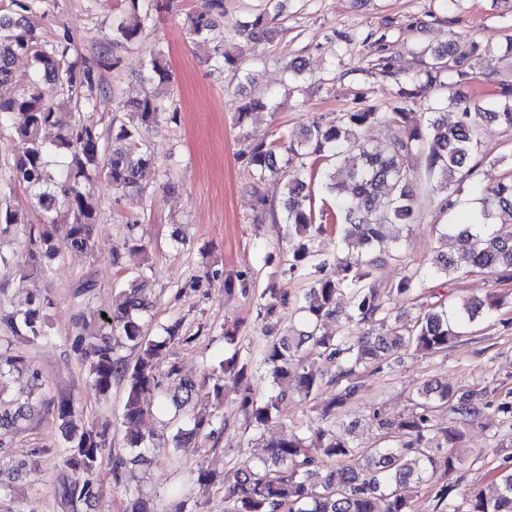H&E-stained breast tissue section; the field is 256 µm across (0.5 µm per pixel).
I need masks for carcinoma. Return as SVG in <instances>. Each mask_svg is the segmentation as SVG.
<instances>
[{"instance_id":"cac0c4a2","label":"carcinoma","mask_w":512,"mask_h":512,"mask_svg":"<svg viewBox=\"0 0 512 512\" xmlns=\"http://www.w3.org/2000/svg\"><path fill=\"white\" fill-rule=\"evenodd\" d=\"M17 17L0 16V84L13 82L19 86L16 96L0 101V123L7 125L11 135L22 144L11 165L13 180L32 190L44 213L39 236L31 239L20 271L30 274L45 271L47 263L60 255L50 228L60 214L70 221L66 247L84 251L92 246L98 202L90 183L95 178L107 179L112 187L122 191H140L138 172L151 163L148 153L133 157L125 153L121 142L141 137L162 116L174 121L177 113L165 111L155 98L145 97L127 104L132 113L130 124L119 128L112 149H103L98 130L87 124L62 125L60 96H71L78 88L92 85L90 70L77 76V64L65 60L61 52L57 61L38 49L35 30L26 21L27 0H11ZM205 10L188 14L186 28L193 41H208L215 27V17L223 14V0H205ZM247 39H272L278 32L267 12L249 14L237 24ZM141 24L117 20L112 25V46L125 47L134 43ZM494 51L479 49L472 44L463 49L451 40L442 49H426L422 55V74L426 83L433 84L448 74L457 77V88L448 97L429 108L426 123L412 127L403 137H392L383 143L371 144L362 135L372 125L403 123L408 106L415 102L418 90L402 88L391 111L377 112L358 108L343 113L337 119L312 120L303 137L295 142L285 136L269 143L255 144L245 155L251 171L250 192L259 205L265 204L262 185L270 177L285 180L286 193L282 200L284 221L294 242V260L303 261L313 255L315 236L324 227L315 223L314 205L306 181L307 173L322 161L329 162L323 187L336 204V231L345 245L357 243L367 252L348 254L338 260L344 276L340 279L326 273L330 261L317 265L320 277L305 290L299 311L303 313L304 329L289 330L265 343L261 361L272 379L271 391L263 400L256 399L250 386L244 384L250 374L249 364L238 353L220 361L212 370V394L224 399L228 386L236 389L237 402L253 430L264 433L280 416L288 401V379L295 389L309 396L318 392L324 375L312 365L304 364L305 355H316L336 364V374L328 381L336 392L325 403L321 425L313 438L322 457L310 454L309 438L290 434L286 438L265 444V456L245 463L222 476L200 473V481H219L224 488V512H411L410 504L401 493V486L414 482L426 485L434 492L440 512H512V458L506 457L497 472L495 492L456 491L445 481L448 473L461 462L456 453H441V443L457 444L464 433L461 426L479 419L483 408L469 391H457L446 383H426L417 390L413 408L401 420H380L382 428L397 435L399 442L385 448H361L336 433V410L353 401L361 387L357 370L378 365L403 349L436 352L448 348V343L460 338L464 330L492 314L497 306L493 299L472 300L456 309L448 308L443 300L421 305L413 324L403 330L387 327L391 310L377 287L374 272L393 258L389 226L414 224L417 220V199L413 191L415 169L411 159L424 153L426 171L434 178L433 190L448 194V211L458 201L452 187L470 178L479 151V129L483 124H504L512 127V86L503 88L497 102L486 106L474 105L469 110L458 86L468 80L469 69L489 63ZM19 55L31 57L35 71L17 75L13 59ZM241 54L224 49L219 42L209 60L235 79H250L240 67ZM46 80H41L40 72ZM146 83L163 84L168 80L161 53L154 54L143 74ZM453 106L461 109L452 125L440 112ZM273 109L272 101L242 97L236 109L238 127L248 126L257 112ZM58 126L61 133L48 147L40 139L41 130ZM67 159L66 177L61 185L48 173L49 156ZM479 224H447L444 235L455 238L456 256L437 255L435 274H448L464 268L478 269L498 281L512 280V180L500 182L483 191ZM420 273L403 277L393 291L413 296L421 291ZM150 281L138 276L128 280L114 294L112 309L102 320L103 334L85 349L93 376L92 386L100 393L112 387V381L125 384L126 402L122 423L126 428L128 456L112 457L116 478L128 466L150 467L153 462L150 444L140 430L145 414L140 396L151 391L166 409L183 411L199 401L196 383L180 374L178 365L168 364L159 371L169 345L179 339L180 323L164 328V335L149 334L144 314L151 306ZM287 299L272 291L262 297L264 317L274 316ZM43 305L33 303L24 311L9 316V327L17 336H46L42 317ZM340 316L345 325L366 324L370 331L355 336H336L323 331L324 321ZM126 345L136 353L134 362L116 355V348ZM26 365L21 356L0 358V388L7 377L20 372ZM449 406L454 425L439 428L433 412ZM44 406L43 401L28 395L14 411H0V426L15 425ZM55 418L69 434L72 446L67 449L69 465L86 478L63 477L59 487L62 507L75 510L94 495L88 475L104 463L103 451L111 447L108 430L95 425L78 428L74 424V400L62 395L52 402ZM216 432L214 414L200 411L186 423L171 431L168 447L178 448L190 440H209ZM130 501L127 512H151L140 490L124 487Z\"/></svg>"}]
</instances>
